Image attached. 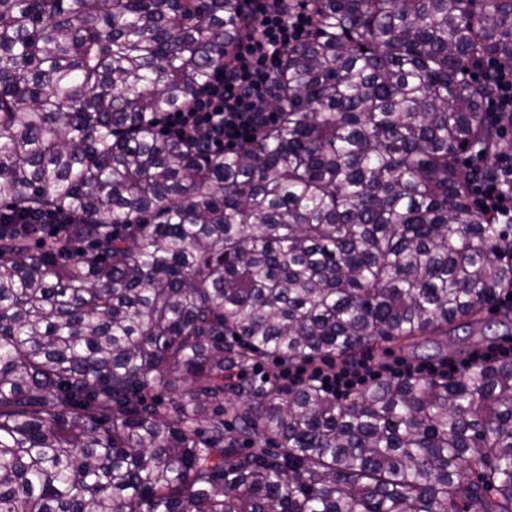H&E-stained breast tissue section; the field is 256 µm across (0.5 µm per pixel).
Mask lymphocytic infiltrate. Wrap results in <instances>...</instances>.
<instances>
[{
    "label": "lymphocytic infiltrate",
    "mask_w": 512,
    "mask_h": 512,
    "mask_svg": "<svg viewBox=\"0 0 512 512\" xmlns=\"http://www.w3.org/2000/svg\"><path fill=\"white\" fill-rule=\"evenodd\" d=\"M249 35L237 47L233 59L221 64L211 88L179 114H170L162 123L166 135L197 144L208 154L248 145L261 126L274 114L268 103L276 95V58L310 30L314 19L303 11H288L279 0H244ZM473 72L478 79L494 82L495 92L487 98L485 114L495 119L512 112V71L494 59L478 61ZM466 168L471 193L477 205L494 215L499 223L512 225V190H505L492 174L481 151L470 153ZM452 361L414 362L402 357L376 363L371 357L334 365H282L280 376L291 382H307L326 393L344 397L372 381L389 378L438 377L457 370Z\"/></svg>",
    "instance_id": "f902f5d3"
}]
</instances>
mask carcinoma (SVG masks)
Returning a JSON list of instances; mask_svg holds the SVG:
<instances>
[{
    "label": "carcinoma",
    "mask_w": 512,
    "mask_h": 512,
    "mask_svg": "<svg viewBox=\"0 0 512 512\" xmlns=\"http://www.w3.org/2000/svg\"><path fill=\"white\" fill-rule=\"evenodd\" d=\"M297 8L277 121L209 157L157 125L240 0H0V512H512V360L344 400L253 373L512 294L463 172L512 150L464 80L512 69V0Z\"/></svg>",
    "instance_id": "1"
}]
</instances>
